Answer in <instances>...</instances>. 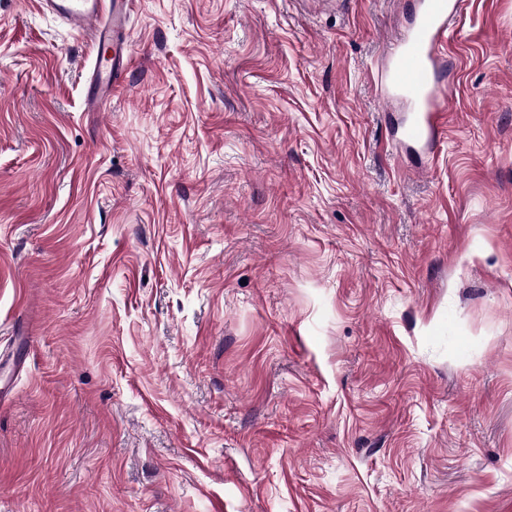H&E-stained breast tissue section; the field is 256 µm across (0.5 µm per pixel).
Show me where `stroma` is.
Masks as SVG:
<instances>
[{
    "mask_svg": "<svg viewBox=\"0 0 512 512\" xmlns=\"http://www.w3.org/2000/svg\"><path fill=\"white\" fill-rule=\"evenodd\" d=\"M413 0H0V512H512V0H463L434 165ZM133 0H41L43 11L88 36L92 48L86 108L99 112L130 64ZM418 9L386 55L389 93L404 103L403 143L434 157L453 81H446L450 18L461 0H418Z\"/></svg>",
    "mask_w": 512,
    "mask_h": 512,
    "instance_id": "35a3bbf8",
    "label": "stroma"
}]
</instances>
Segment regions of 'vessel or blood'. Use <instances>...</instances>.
<instances>
[{
    "mask_svg": "<svg viewBox=\"0 0 512 512\" xmlns=\"http://www.w3.org/2000/svg\"><path fill=\"white\" fill-rule=\"evenodd\" d=\"M133 4L134 0H40L42 10L89 38V111H100L110 102L130 64ZM461 6L462 0H418L416 14L386 56L389 93L406 106L402 141L427 154L435 151L453 87L446 79L448 22Z\"/></svg>",
    "mask_w": 512,
    "mask_h": 512,
    "instance_id": "obj_1",
    "label": "vessel or blood"
}]
</instances>
